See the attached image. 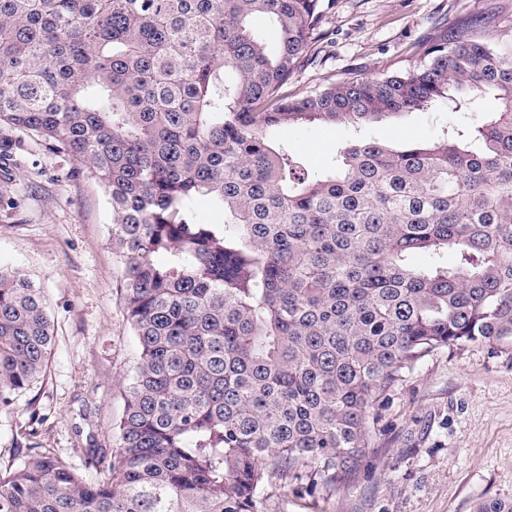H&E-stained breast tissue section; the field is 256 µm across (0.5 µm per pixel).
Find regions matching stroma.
<instances>
[{"instance_id": "35a3bbf8", "label": "stroma", "mask_w": 512, "mask_h": 512, "mask_svg": "<svg viewBox=\"0 0 512 512\" xmlns=\"http://www.w3.org/2000/svg\"><path fill=\"white\" fill-rule=\"evenodd\" d=\"M512 18V0H332L313 57L288 91L302 96L331 79L405 69L422 42L475 19ZM439 107L362 125L309 124L277 137L322 169L347 140L396 146L467 125L493 111ZM31 132L0 126V269L25 271L45 292L55 326L46 374L0 413V469L27 448H47L95 479L90 447L116 444L124 386L138 360L126 319L124 263L111 241L108 196L90 172ZM367 450L371 471L336 491L299 481L269 491L265 512H475L512 500V354L483 345L423 357L384 412Z\"/></svg>"}]
</instances>
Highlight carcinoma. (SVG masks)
I'll return each mask as SVG.
<instances>
[{"instance_id":"1","label":"carcinoma","mask_w":512,"mask_h":512,"mask_svg":"<svg viewBox=\"0 0 512 512\" xmlns=\"http://www.w3.org/2000/svg\"><path fill=\"white\" fill-rule=\"evenodd\" d=\"M324 13V0H0V124L106 190L140 349L116 448L90 454L98 477L36 448L0 471V512H262L261 492L290 477L331 491L368 468L421 358L512 349V51L468 23L407 70L292 96ZM487 95L498 109L469 130L347 142L320 172L275 138ZM201 197L222 223L196 220ZM52 347L43 290L1 269V412Z\"/></svg>"}]
</instances>
